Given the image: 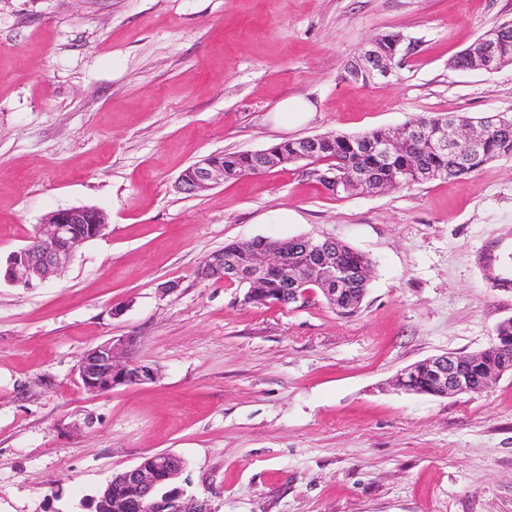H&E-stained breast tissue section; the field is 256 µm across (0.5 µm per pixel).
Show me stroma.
<instances>
[{
	"label": "stroma",
	"instance_id": "35a3bbf8",
	"mask_svg": "<svg viewBox=\"0 0 512 512\" xmlns=\"http://www.w3.org/2000/svg\"><path fill=\"white\" fill-rule=\"evenodd\" d=\"M510 20L512 0H0V259L60 209L110 224L49 281L0 283V512H88L157 452L215 512H512V373L395 386L512 318V157L384 193L328 194L304 162L175 188L212 154L512 116V65L449 66ZM392 32L402 68L346 78ZM292 96L314 106L298 127L273 119ZM323 235L373 265L353 314L199 276L229 242ZM111 339L157 378L86 391L78 362ZM458 119L462 121L472 120V119H478L481 117H468V116H462V115H448L441 118H429L427 116H421L418 118L413 119L412 121L406 123L401 128L408 132L411 136H415V134L420 130H431L434 127H436L439 124L446 123L447 121L451 119Z\"/></svg>",
	"mask_w": 512,
	"mask_h": 512
}]
</instances>
